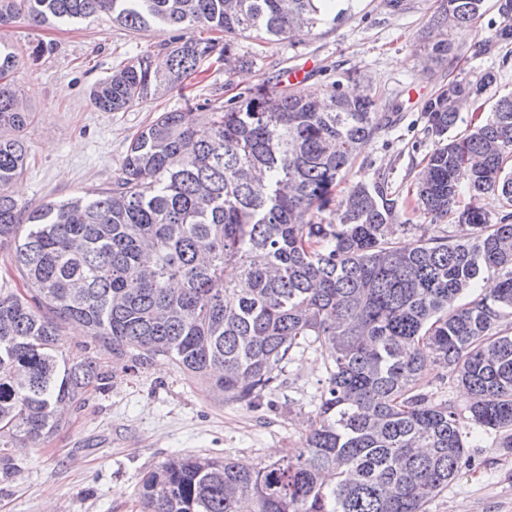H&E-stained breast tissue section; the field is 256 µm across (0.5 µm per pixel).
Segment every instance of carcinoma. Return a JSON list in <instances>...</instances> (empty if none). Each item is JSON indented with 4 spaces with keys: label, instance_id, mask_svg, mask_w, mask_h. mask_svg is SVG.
<instances>
[{
    "label": "carcinoma",
    "instance_id": "1",
    "mask_svg": "<svg viewBox=\"0 0 512 512\" xmlns=\"http://www.w3.org/2000/svg\"><path fill=\"white\" fill-rule=\"evenodd\" d=\"M349 2L0 0V28L106 13L132 31L181 32L165 70L142 53L91 91L96 110L121 112L197 76L215 53L235 69L240 37L304 36L348 17ZM484 2L436 0L423 38L437 61L457 58ZM498 2L485 52L512 40V0ZM199 28L224 33V47L191 35ZM17 57L0 41V248L13 250L33 295L0 288L1 480L17 473L10 448L41 447L60 408L105 379L63 355L58 319L83 324L131 370L163 355L250 407L294 350L316 344L325 357L301 447L265 466L171 457L144 473L141 512H427L471 466V427L512 448V93L483 112L498 72L454 77L424 104L434 148L415 175L413 212L457 228L431 235L401 220L384 173L335 198L391 123L374 96L349 97L338 83L320 96L261 84L202 124L163 112L132 139L112 185L21 207L10 189L26 168L30 113L10 79ZM463 103L470 133L450 137ZM487 194L506 209L498 219L479 205ZM487 276L494 287L459 303ZM429 360L470 393L468 414L424 391Z\"/></svg>",
    "mask_w": 512,
    "mask_h": 512
}]
</instances>
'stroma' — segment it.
<instances>
[{
	"instance_id": "1",
	"label": "stroma",
	"mask_w": 512,
	"mask_h": 512,
	"mask_svg": "<svg viewBox=\"0 0 512 512\" xmlns=\"http://www.w3.org/2000/svg\"><path fill=\"white\" fill-rule=\"evenodd\" d=\"M434 7L435 0H414L412 9L395 13L384 0H354L346 19L319 25L301 39H238L243 67L228 73L223 64L205 62L204 73L185 88L121 112L97 111L90 102L93 86L123 59L142 52L163 65L173 29L135 32L106 14L51 26L15 22L0 35L21 50L13 83L32 122L25 131L27 169L13 195L33 208L109 185L133 137L161 113L222 106L260 83L286 82L289 72L302 69L305 91L319 94L338 82L344 91L376 94L393 108L394 123L368 143L346 180L386 173L401 214L419 223L408 189L433 147L424 134L425 102L449 78L487 69L500 74L490 100L512 93V44L490 54L479 50L500 23L496 0H485L458 61H436L424 46L422 32ZM41 41L55 49L31 62L26 50ZM59 333L67 357L95 361L107 380L88 391L43 447L16 449L19 471L0 482V512H140L143 473L169 457L274 462L298 446L326 377L319 351H298L280 387L265 395L261 407L251 408L218 401L206 384L189 380L161 356L127 371L111 347L79 323L60 322ZM468 445L472 467L430 502L428 512H512V450L501 447L498 432L477 427Z\"/></svg>"
}]
</instances>
